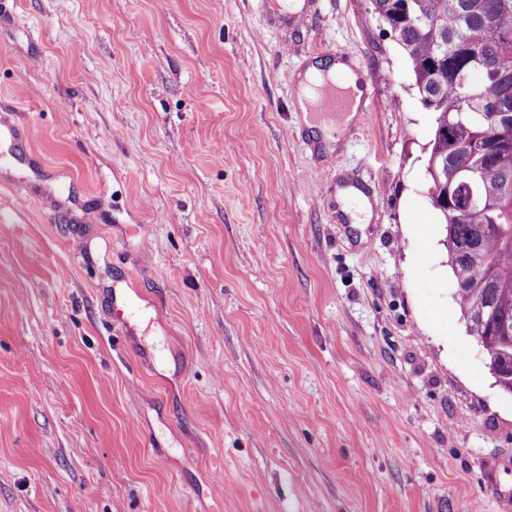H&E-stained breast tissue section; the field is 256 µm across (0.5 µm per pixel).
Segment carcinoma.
Returning a JSON list of instances; mask_svg holds the SVG:
<instances>
[{"instance_id": "cac0c4a2", "label": "carcinoma", "mask_w": 512, "mask_h": 512, "mask_svg": "<svg viewBox=\"0 0 512 512\" xmlns=\"http://www.w3.org/2000/svg\"><path fill=\"white\" fill-rule=\"evenodd\" d=\"M433 114L431 196L448 195L456 297L501 389L512 390V0H371Z\"/></svg>"}]
</instances>
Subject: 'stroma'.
<instances>
[{
    "instance_id": "obj_1",
    "label": "stroma",
    "mask_w": 512,
    "mask_h": 512,
    "mask_svg": "<svg viewBox=\"0 0 512 512\" xmlns=\"http://www.w3.org/2000/svg\"><path fill=\"white\" fill-rule=\"evenodd\" d=\"M264 2L0 0V512H512L412 64ZM332 54L383 107L329 148ZM324 63L320 61L311 63L298 75V88L303 96L312 98L317 94L318 89L322 87L323 78L318 67Z\"/></svg>"
}]
</instances>
